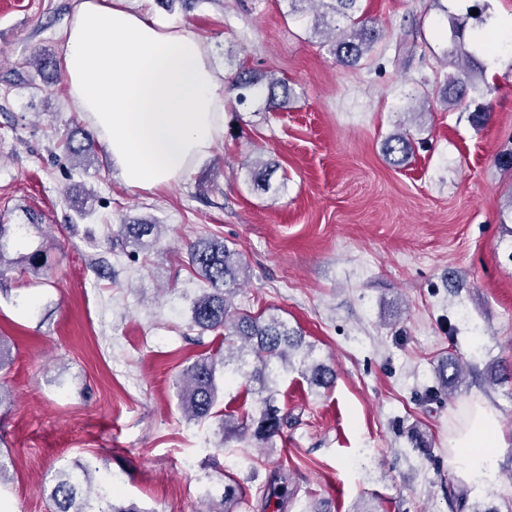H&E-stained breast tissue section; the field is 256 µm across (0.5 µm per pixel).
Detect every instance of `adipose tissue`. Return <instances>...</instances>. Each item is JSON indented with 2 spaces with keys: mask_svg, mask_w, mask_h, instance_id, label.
I'll use <instances>...</instances> for the list:
<instances>
[{
  "mask_svg": "<svg viewBox=\"0 0 512 512\" xmlns=\"http://www.w3.org/2000/svg\"><path fill=\"white\" fill-rule=\"evenodd\" d=\"M64 36L71 109L87 118L122 182L167 187L210 156L231 96L195 35L128 0H76ZM504 443L497 415L476 405L448 445L487 481Z\"/></svg>",
  "mask_w": 512,
  "mask_h": 512,
  "instance_id": "ef3b65f1",
  "label": "adipose tissue"
}]
</instances>
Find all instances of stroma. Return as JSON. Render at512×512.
Here are the masks:
<instances>
[{
    "label": "stroma",
    "mask_w": 512,
    "mask_h": 512,
    "mask_svg": "<svg viewBox=\"0 0 512 512\" xmlns=\"http://www.w3.org/2000/svg\"><path fill=\"white\" fill-rule=\"evenodd\" d=\"M481 5V17L469 14ZM384 37L372 62L339 64L288 0H147L186 26L214 65L288 82L274 112L227 105L211 157L158 190L125 185L105 150L67 159L64 142L87 123L69 106L59 59L74 0H0V512H51L55 474L76 464L143 512H220L225 477L261 512L271 478H287L286 512H501L512 504V64L486 69L468 111L435 101L416 120L410 93L435 95L447 72L449 16L466 50L512 0H363ZM489 108L486 124L472 113ZM416 150L395 166L382 152L396 129ZM271 162L272 189L255 191L252 161ZM122 224H160L141 247L112 243ZM218 238L248 277L238 308L300 330L336 371L309 387L279 370L276 404L288 426L266 446L225 435L220 418L182 414L177 375L198 356L221 359L223 332L191 329L202 283L189 245ZM467 371L453 395L431 394L448 356ZM482 403L506 437L495 484L471 478L448 436L463 406ZM465 503H449L448 482Z\"/></svg>",
    "instance_id": "stroma-1"
}]
</instances>
